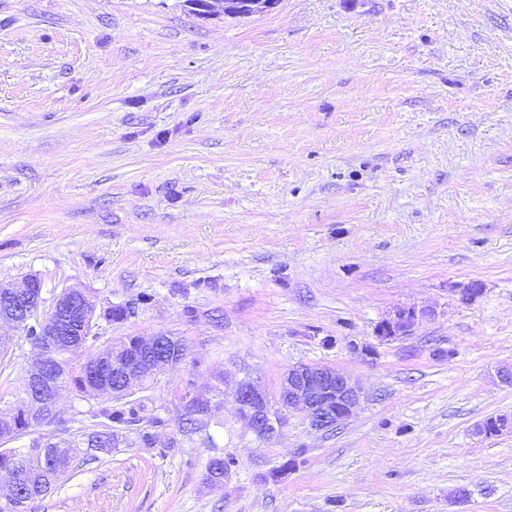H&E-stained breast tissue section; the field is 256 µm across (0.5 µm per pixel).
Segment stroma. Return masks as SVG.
Instances as JSON below:
<instances>
[{
	"instance_id": "stroma-1",
	"label": "stroma",
	"mask_w": 512,
	"mask_h": 512,
	"mask_svg": "<svg viewBox=\"0 0 512 512\" xmlns=\"http://www.w3.org/2000/svg\"><path fill=\"white\" fill-rule=\"evenodd\" d=\"M30 277L87 293L92 353L187 356L127 394L161 425L113 424L27 512H512V434L473 431L512 415V0H0V281ZM397 307L433 314L379 340ZM0 338L4 411L38 351ZM296 363L361 405L258 439L236 384L276 395ZM188 393L211 405L193 433ZM95 406L63 392L70 434ZM280 0H206L190 5L191 12L199 17L209 16L219 10L224 15L253 16L265 14L277 7ZM211 12V13H209Z\"/></svg>"
}]
</instances>
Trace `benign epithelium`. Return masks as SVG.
Here are the masks:
<instances>
[{"instance_id":"7a95c632","label":"benign epithelium","mask_w":512,"mask_h":512,"mask_svg":"<svg viewBox=\"0 0 512 512\" xmlns=\"http://www.w3.org/2000/svg\"><path fill=\"white\" fill-rule=\"evenodd\" d=\"M278 4L279 0H206L190 8L199 17L217 10L226 15L248 17L268 13ZM44 303L42 284L36 278L23 288L0 282V322L13 324L26 339L44 336L50 344L68 336L90 335L94 308L83 291L63 289L52 303L51 315L44 311ZM432 314L431 310L399 307L380 322L377 336L382 340L408 336L421 318ZM139 344V354L135 357L127 356L122 348L112 349V388L95 382L86 393L121 397L134 381L153 376L161 368V364L152 362L159 337L141 338ZM47 369L45 359L35 362L26 370V386H40ZM360 398L361 388L351 377L330 366L305 363L288 367L278 392L281 407L304 412L311 428L324 432L336 429L349 418L359 406ZM234 400L239 414L258 438L269 440L275 435L281 417L265 390L244 381L238 384Z\"/></svg>"}]
</instances>
